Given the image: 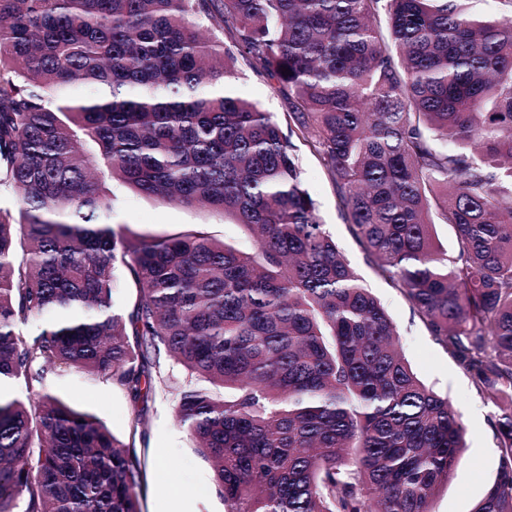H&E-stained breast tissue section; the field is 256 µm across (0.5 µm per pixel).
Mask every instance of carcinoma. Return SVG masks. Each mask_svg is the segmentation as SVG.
<instances>
[{"mask_svg":"<svg viewBox=\"0 0 512 512\" xmlns=\"http://www.w3.org/2000/svg\"><path fill=\"white\" fill-rule=\"evenodd\" d=\"M207 2L0 0V189L18 205L0 209V384L20 390L0 395V512H140L142 419L122 440L36 386L76 370L144 405L171 360L226 512H431L465 429L321 223L294 137L499 409L473 512H512V0L490 19L464 0H224L216 20ZM241 62L288 90V131L231 86ZM115 181L220 212L255 251L117 232Z\"/></svg>","mask_w":512,"mask_h":512,"instance_id":"cac0c4a2","label":"carcinoma"}]
</instances>
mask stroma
<instances>
[{
  "instance_id": "obj_1",
  "label": "stroma",
  "mask_w": 512,
  "mask_h": 512,
  "mask_svg": "<svg viewBox=\"0 0 512 512\" xmlns=\"http://www.w3.org/2000/svg\"><path fill=\"white\" fill-rule=\"evenodd\" d=\"M233 83L241 95L273 113L282 127H289L286 96L266 75L244 67L236 72ZM296 153L321 221L352 269L396 324L403 355L424 384L447 398L465 428L466 446L431 508L433 512H472L497 475L498 454L492 430L495 406L488 395L477 392L469 375L430 335L402 290L367 261L362 246L349 230L333 177L318 153L302 140L296 143ZM113 191L116 200L112 225L126 233L168 235L202 225L217 239L237 248L248 250L253 246L241 226L225 221L215 211L163 205L118 184ZM166 373L170 387L149 399L144 435L137 443V452L146 463L137 489L140 510L169 512L170 487L175 484L188 512H224V500L210 465L196 453L190 434L175 420V388L184 381L185 374L173 364L168 365ZM43 389L76 410L96 416L120 438L128 433L135 417V410L121 389L82 372L48 373Z\"/></svg>"
}]
</instances>
